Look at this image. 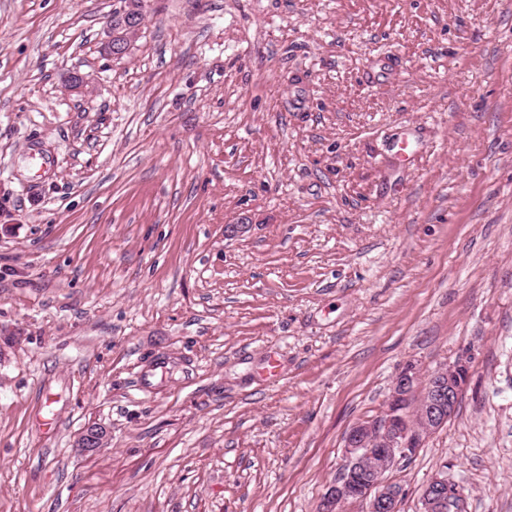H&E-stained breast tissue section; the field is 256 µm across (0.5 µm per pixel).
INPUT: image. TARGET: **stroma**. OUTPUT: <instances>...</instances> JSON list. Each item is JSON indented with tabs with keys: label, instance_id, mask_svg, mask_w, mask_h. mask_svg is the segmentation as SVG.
Here are the masks:
<instances>
[{
	"label": "stroma",
	"instance_id": "1",
	"mask_svg": "<svg viewBox=\"0 0 512 512\" xmlns=\"http://www.w3.org/2000/svg\"><path fill=\"white\" fill-rule=\"evenodd\" d=\"M115 6L0 0V512H320L461 357L386 479L512 512V0ZM120 7L112 12L109 24L115 35L112 39V52L120 55L128 49L131 38L139 30V18L143 15V0H118ZM469 378V363L459 359L432 372L416 395L420 372L405 367L395 378L383 414L358 422L345 438L348 462L342 477L321 500V512H343L347 504L363 502L368 512H398L400 486L385 474L399 461L413 456L424 441L443 427L454 413ZM414 395L418 401L414 403ZM354 473L360 477L353 479Z\"/></svg>",
	"mask_w": 512,
	"mask_h": 512
}]
</instances>
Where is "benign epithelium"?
<instances>
[{
    "instance_id": "benign-epithelium-1",
    "label": "benign epithelium",
    "mask_w": 512,
    "mask_h": 512,
    "mask_svg": "<svg viewBox=\"0 0 512 512\" xmlns=\"http://www.w3.org/2000/svg\"><path fill=\"white\" fill-rule=\"evenodd\" d=\"M143 0H123L112 12L109 24L115 35L112 52L128 49L139 30ZM469 378V363L459 359L432 372L423 392H417L419 370L409 365L395 378L383 414L358 422L345 438L348 462L342 477L330 485L321 500L320 512H344L346 505L366 502L367 512H399L400 487L385 474L399 461L414 455L424 441L443 427L454 413ZM106 431L89 426L78 446L93 451L103 446ZM448 479L433 478L423 489L425 512H447Z\"/></svg>"
}]
</instances>
